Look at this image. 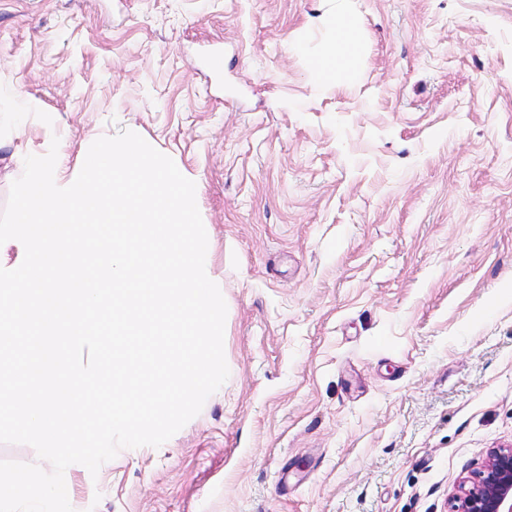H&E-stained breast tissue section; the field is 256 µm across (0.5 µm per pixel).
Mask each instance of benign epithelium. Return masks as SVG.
<instances>
[{
  "mask_svg": "<svg viewBox=\"0 0 512 512\" xmlns=\"http://www.w3.org/2000/svg\"><path fill=\"white\" fill-rule=\"evenodd\" d=\"M449 512H512V448H492L481 466L463 478Z\"/></svg>",
  "mask_w": 512,
  "mask_h": 512,
  "instance_id": "1",
  "label": "benign epithelium"
}]
</instances>
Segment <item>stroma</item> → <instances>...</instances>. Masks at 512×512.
I'll return each instance as SVG.
<instances>
[{
  "label": "stroma",
  "instance_id": "obj_1",
  "mask_svg": "<svg viewBox=\"0 0 512 512\" xmlns=\"http://www.w3.org/2000/svg\"><path fill=\"white\" fill-rule=\"evenodd\" d=\"M124 129L198 185L229 377L73 512H448L512 445V0H0V212ZM322 25L331 33L323 52L310 61V68L328 85L353 83L363 62V48L355 35L356 21L347 12L323 17Z\"/></svg>",
  "mask_w": 512,
  "mask_h": 512
}]
</instances>
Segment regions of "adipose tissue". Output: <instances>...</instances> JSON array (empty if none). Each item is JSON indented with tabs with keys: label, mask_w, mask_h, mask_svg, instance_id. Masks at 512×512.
<instances>
[{
	"label": "adipose tissue",
	"mask_w": 512,
	"mask_h": 512,
	"mask_svg": "<svg viewBox=\"0 0 512 512\" xmlns=\"http://www.w3.org/2000/svg\"><path fill=\"white\" fill-rule=\"evenodd\" d=\"M322 25L331 34L323 52L313 58L310 67L326 84L353 83L363 62V48L355 35L356 22L347 12L339 11L323 17Z\"/></svg>",
	"instance_id": "1"
}]
</instances>
